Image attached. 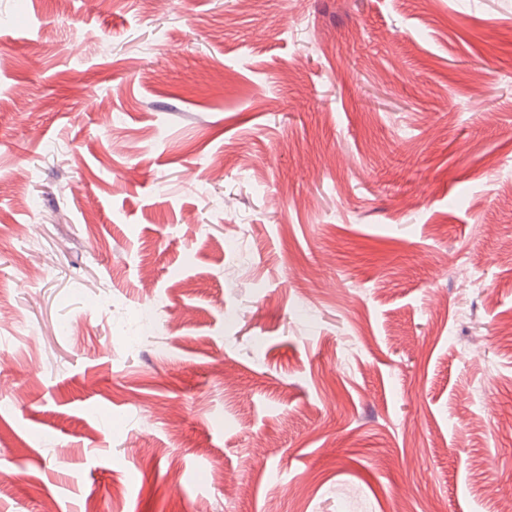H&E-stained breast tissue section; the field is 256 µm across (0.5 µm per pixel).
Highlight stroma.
I'll return each mask as SVG.
<instances>
[{
	"instance_id": "35a3bbf8",
	"label": "stroma",
	"mask_w": 512,
	"mask_h": 512,
	"mask_svg": "<svg viewBox=\"0 0 512 512\" xmlns=\"http://www.w3.org/2000/svg\"><path fill=\"white\" fill-rule=\"evenodd\" d=\"M0 355V512H501L512 0H0Z\"/></svg>"
}]
</instances>
